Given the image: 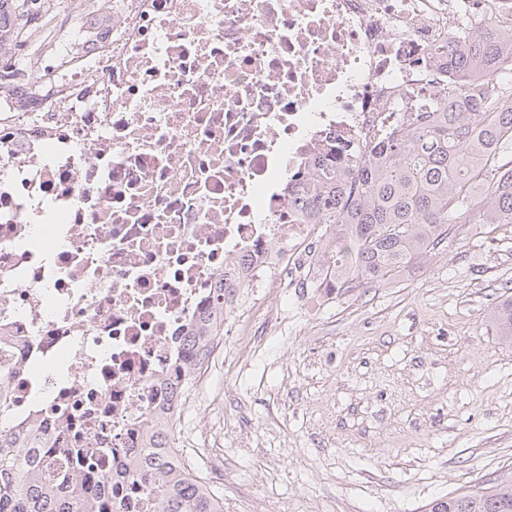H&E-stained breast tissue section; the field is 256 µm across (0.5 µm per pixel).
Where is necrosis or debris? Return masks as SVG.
Returning a JSON list of instances; mask_svg holds the SVG:
<instances>
[{"instance_id":"1","label":"necrosis or debris","mask_w":512,"mask_h":512,"mask_svg":"<svg viewBox=\"0 0 512 512\" xmlns=\"http://www.w3.org/2000/svg\"><path fill=\"white\" fill-rule=\"evenodd\" d=\"M81 67L0 112L4 428L80 448L106 512H154L118 478L167 384L202 374L244 289L285 292L323 228L299 211L444 95L460 28L512 0H99Z\"/></svg>"}]
</instances>
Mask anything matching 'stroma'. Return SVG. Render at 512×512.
<instances>
[{
    "label": "stroma",
    "instance_id": "obj_1",
    "mask_svg": "<svg viewBox=\"0 0 512 512\" xmlns=\"http://www.w3.org/2000/svg\"><path fill=\"white\" fill-rule=\"evenodd\" d=\"M512 224L449 237L389 285H294L276 322L232 317L222 359L175 422L224 512H421L512 470ZM489 322L512 344V299L497 303L488 315Z\"/></svg>",
    "mask_w": 512,
    "mask_h": 512
}]
</instances>
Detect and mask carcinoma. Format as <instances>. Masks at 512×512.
<instances>
[{
  "mask_svg": "<svg viewBox=\"0 0 512 512\" xmlns=\"http://www.w3.org/2000/svg\"><path fill=\"white\" fill-rule=\"evenodd\" d=\"M19 0H0V51L17 40ZM512 40L473 32L448 55L458 86L431 98L367 145L368 162L322 187L308 213L326 244L314 287L344 295L386 284L434 251L456 225L512 224V76L499 70ZM512 342V299L488 315ZM42 443L31 428L0 433V512H99L76 475L87 455L69 452L51 485L43 482ZM131 476L150 479L156 512H224V499L198 479L153 418L141 447L130 449ZM424 512H512V476L478 491L430 502Z\"/></svg>",
  "mask_w": 512,
  "mask_h": 512,
  "instance_id": "obj_1",
  "label": "carcinoma"
}]
</instances>
